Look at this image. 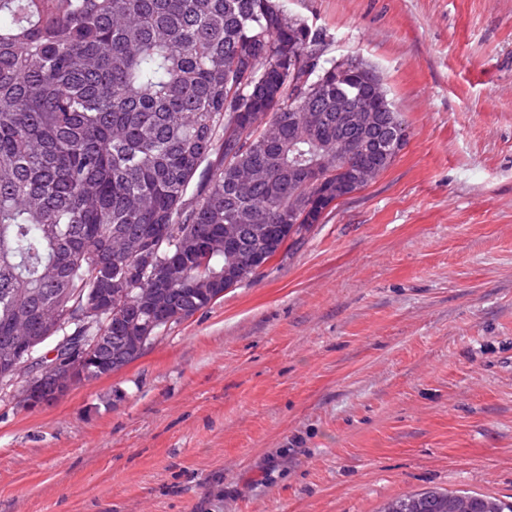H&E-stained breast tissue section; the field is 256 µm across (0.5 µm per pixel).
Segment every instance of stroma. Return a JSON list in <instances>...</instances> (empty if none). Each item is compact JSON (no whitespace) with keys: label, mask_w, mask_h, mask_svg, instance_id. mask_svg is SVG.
I'll return each instance as SVG.
<instances>
[{"label":"stroma","mask_w":512,"mask_h":512,"mask_svg":"<svg viewBox=\"0 0 512 512\" xmlns=\"http://www.w3.org/2000/svg\"><path fill=\"white\" fill-rule=\"evenodd\" d=\"M381 74L393 163L63 398L0 391V512L512 503V0H281ZM477 506L481 510L476 511ZM382 512H512V504L496 503L479 494L426 491L397 498Z\"/></svg>","instance_id":"1"}]
</instances>
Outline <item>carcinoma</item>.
<instances>
[{
    "label": "carcinoma",
    "instance_id": "carcinoma-1",
    "mask_svg": "<svg viewBox=\"0 0 512 512\" xmlns=\"http://www.w3.org/2000/svg\"><path fill=\"white\" fill-rule=\"evenodd\" d=\"M319 32L276 0H0V349L25 316L56 336L61 312L112 299V335L155 337L258 275L320 223L338 177L313 187L288 171L327 158L336 77L357 72L348 104L376 94L362 59L323 58ZM314 59L306 70L304 57ZM313 86L307 109L290 103ZM279 124L267 142L256 118ZM294 201L280 220L274 202ZM248 208L261 237L231 213ZM181 281L154 289L183 237ZM382 512H512L479 494L426 491Z\"/></svg>",
    "mask_w": 512,
    "mask_h": 512
}]
</instances>
